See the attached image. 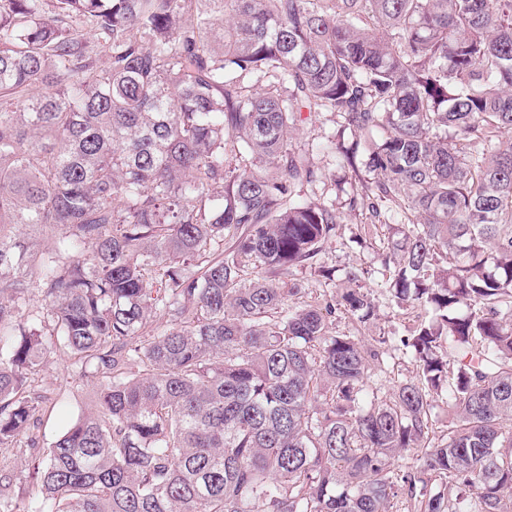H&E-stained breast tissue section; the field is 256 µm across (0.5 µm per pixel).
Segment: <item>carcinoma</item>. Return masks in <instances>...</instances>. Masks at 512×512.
<instances>
[{"label": "carcinoma", "mask_w": 512, "mask_h": 512, "mask_svg": "<svg viewBox=\"0 0 512 512\" xmlns=\"http://www.w3.org/2000/svg\"><path fill=\"white\" fill-rule=\"evenodd\" d=\"M305 112L339 208L302 196ZM511 131L512 0H0V458L37 447L47 354L100 379L0 512H512ZM356 211L420 310L385 398L390 337L331 332L371 323L368 270L298 304L243 279ZM396 344L388 346V353L391 354L390 371L387 374L380 372L375 366L371 365L367 371V385L370 388H377L378 394L385 395L393 387L396 382L405 378H409L416 372V367L410 362L407 356H404L399 350H396ZM395 362L394 370L392 365Z\"/></svg>", "instance_id": "carcinoma-1"}]
</instances>
